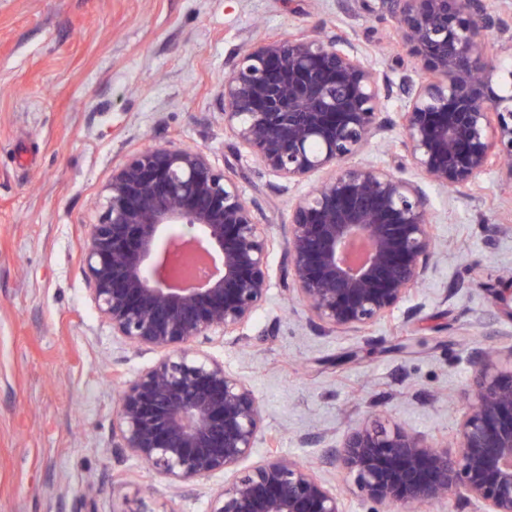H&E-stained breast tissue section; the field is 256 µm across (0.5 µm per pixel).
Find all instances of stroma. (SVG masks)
Wrapping results in <instances>:
<instances>
[{
	"label": "stroma",
	"mask_w": 512,
	"mask_h": 512,
	"mask_svg": "<svg viewBox=\"0 0 512 512\" xmlns=\"http://www.w3.org/2000/svg\"><path fill=\"white\" fill-rule=\"evenodd\" d=\"M341 30L387 70L396 31L379 0H0V512H208L224 475L173 496L165 480L114 447L115 401L157 359L99 316L81 252L113 169L146 138L206 150L229 170L282 240L284 184L237 158L224 133V78L239 51L295 30ZM392 129L357 160L411 178ZM444 248L410 305L352 335L317 333L282 292L283 254L269 257L267 297L239 337L203 343L261 408L251 456L302 463L367 418L444 443L450 404L473 348L512 346V315L490 293L512 269V181L480 175L470 195L428 186ZM501 232H491V225Z\"/></svg>",
	"instance_id": "obj_1"
}]
</instances>
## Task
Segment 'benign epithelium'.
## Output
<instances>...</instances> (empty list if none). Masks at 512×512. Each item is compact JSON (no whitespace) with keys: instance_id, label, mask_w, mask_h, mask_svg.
Instances as JSON below:
<instances>
[{"instance_id":"1","label":"benign epithelium","mask_w":512,"mask_h":512,"mask_svg":"<svg viewBox=\"0 0 512 512\" xmlns=\"http://www.w3.org/2000/svg\"><path fill=\"white\" fill-rule=\"evenodd\" d=\"M398 46L390 73L336 34L260 39L238 53L223 85L224 128L237 154L286 183L330 175L293 202L283 239V287L318 332L358 334L393 313L435 261L431 200L417 180L383 165H349L392 130L397 115L412 167L469 194L505 168L512 180V26L484 0H382ZM511 92L494 90L495 73ZM398 75L393 81L391 75ZM210 260V278L176 288L173 247ZM273 240L259 209L207 152L145 146L112 170L83 265L100 317L137 349L160 353L118 394V442L176 489L236 471L209 512H345L313 467L270 453L243 470L260 432L253 392L191 344L232 336L265 301ZM459 390L464 415L451 443L396 422L366 420L327 448L382 508L423 512L455 495L483 512H512V347L478 348Z\"/></svg>"}]
</instances>
